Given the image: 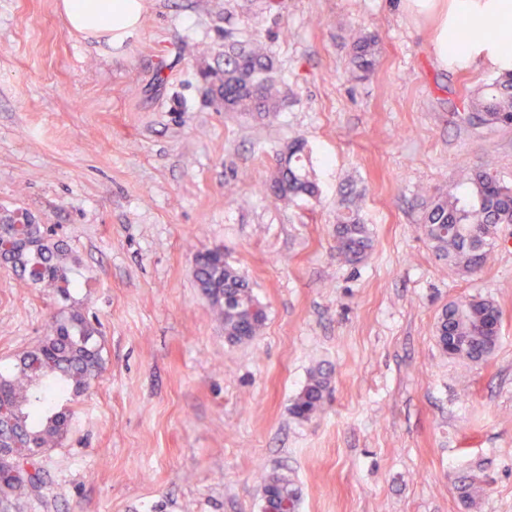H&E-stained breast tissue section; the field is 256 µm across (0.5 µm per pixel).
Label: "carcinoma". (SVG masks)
<instances>
[{"label":"carcinoma","mask_w":512,"mask_h":512,"mask_svg":"<svg viewBox=\"0 0 512 512\" xmlns=\"http://www.w3.org/2000/svg\"><path fill=\"white\" fill-rule=\"evenodd\" d=\"M351 64L356 73L371 72L377 62V41L356 37L351 45ZM268 49L260 42H232L224 46V102L226 112H275L280 91L271 76ZM468 119L488 127L512 126V72H505L481 91L468 97ZM303 145L288 146V158L277 163L267 184L270 196L285 201L297 196L313 197L317 184L303 168ZM512 224V188L502 184L487 169L468 173L461 190L439 193L429 201L421 217V229L436 255L454 266L458 274L472 276L482 271L494 252L498 225ZM10 248L0 259L33 284L54 288L68 284V250L51 238L48 228L28 225L26 236L15 239L12 225L0 224V238ZM336 256L356 264L372 250L373 239L361 223L353 201L345 200L336 216ZM197 286L224 321V335L232 343L253 340L264 326L266 313L253 312L260 305L244 276L224 263V251L216 249L196 270ZM500 312L488 299L473 297L449 303L435 323V340L451 359L478 363L489 357L499 340ZM94 328L86 317L72 311L55 317L41 344L24 354L15 370L0 373V444L32 459L55 448L64 437L67 415L53 411L56 400L74 397L102 369L101 349L93 341ZM328 378L318 369L293 399L291 413L308 421L323 409ZM43 472L24 464L0 459V512H21L27 500L39 498ZM471 506L485 494L472 479L461 486ZM299 501V491L285 477H268L262 489V512H278L281 502Z\"/></svg>","instance_id":"1"}]
</instances>
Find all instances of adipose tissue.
I'll return each instance as SVG.
<instances>
[{
	"label": "adipose tissue",
	"instance_id": "ef3b65f1",
	"mask_svg": "<svg viewBox=\"0 0 512 512\" xmlns=\"http://www.w3.org/2000/svg\"><path fill=\"white\" fill-rule=\"evenodd\" d=\"M415 18L437 16L434 47L444 66L512 69V0H404ZM71 31L118 48L141 27L144 0H59Z\"/></svg>",
	"mask_w": 512,
	"mask_h": 512
}]
</instances>
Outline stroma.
<instances>
[{
	"label": "stroma",
	"mask_w": 512,
	"mask_h": 512,
	"mask_svg": "<svg viewBox=\"0 0 512 512\" xmlns=\"http://www.w3.org/2000/svg\"><path fill=\"white\" fill-rule=\"evenodd\" d=\"M57 2L0 0V213L70 251L64 290L0 265V372L72 311L103 368L39 455L43 499L24 512H262L272 474L299 488L297 512H512V224L471 277L419 228L468 171L512 186V127L465 107L497 70L441 65L434 20L403 0H147L119 49L70 32ZM354 31L379 43L361 79ZM243 39L269 48L278 111L213 101L205 75ZM296 139L320 192L280 202L264 185ZM349 192L374 241L355 265L334 250ZM215 247L266 310L252 341L229 343L196 286ZM471 296L501 311L478 364L433 335ZM318 369L326 401L303 422L291 403ZM471 475L474 509L455 485Z\"/></svg>",
	"instance_id": "stroma-1"
}]
</instances>
